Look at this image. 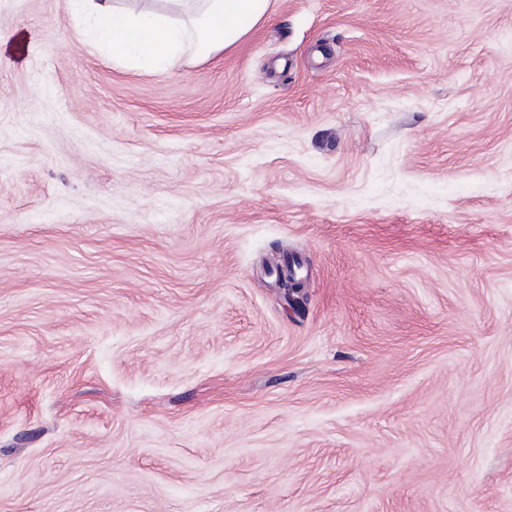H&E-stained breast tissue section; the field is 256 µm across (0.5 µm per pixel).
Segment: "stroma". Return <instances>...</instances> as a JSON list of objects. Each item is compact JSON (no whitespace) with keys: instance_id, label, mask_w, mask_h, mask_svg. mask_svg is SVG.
Here are the masks:
<instances>
[{"instance_id":"obj_1","label":"stroma","mask_w":512,"mask_h":512,"mask_svg":"<svg viewBox=\"0 0 512 512\" xmlns=\"http://www.w3.org/2000/svg\"><path fill=\"white\" fill-rule=\"evenodd\" d=\"M0 512H512V0H0ZM272 0H158L136 8L118 0H67L83 41L130 68L167 71L185 56L228 50L266 20Z\"/></svg>"}]
</instances>
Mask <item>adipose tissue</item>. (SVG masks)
Masks as SVG:
<instances>
[{
    "mask_svg": "<svg viewBox=\"0 0 512 512\" xmlns=\"http://www.w3.org/2000/svg\"><path fill=\"white\" fill-rule=\"evenodd\" d=\"M83 41L128 67L167 71L183 57L231 48L266 20L271 0H158L136 8L123 0H68Z\"/></svg>",
    "mask_w": 512,
    "mask_h": 512,
    "instance_id": "ef3b65f1",
    "label": "adipose tissue"
}]
</instances>
